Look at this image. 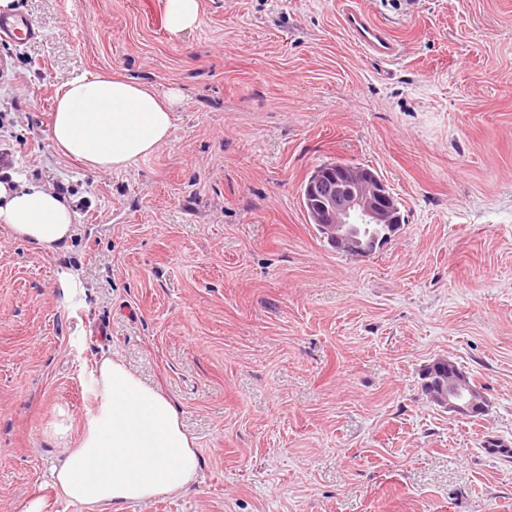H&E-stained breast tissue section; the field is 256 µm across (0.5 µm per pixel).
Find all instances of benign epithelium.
<instances>
[{
  "mask_svg": "<svg viewBox=\"0 0 512 512\" xmlns=\"http://www.w3.org/2000/svg\"><path fill=\"white\" fill-rule=\"evenodd\" d=\"M310 214L323 239L336 251L369 257L392 239L403 217L386 183L353 165L319 168L306 185ZM448 368V387L428 388L430 400L463 416L484 414L486 401L468 376L451 361H437L425 377Z\"/></svg>",
  "mask_w": 512,
  "mask_h": 512,
  "instance_id": "7a95c632",
  "label": "benign epithelium"
}]
</instances>
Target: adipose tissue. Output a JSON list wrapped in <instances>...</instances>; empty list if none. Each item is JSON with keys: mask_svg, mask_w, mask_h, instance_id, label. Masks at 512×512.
<instances>
[{"mask_svg": "<svg viewBox=\"0 0 512 512\" xmlns=\"http://www.w3.org/2000/svg\"><path fill=\"white\" fill-rule=\"evenodd\" d=\"M176 100L119 75L82 73L56 92L53 142L90 168L128 169L170 138ZM73 221L71 204L48 186L21 175L0 181V223L16 237L53 250L70 238ZM95 384L97 408L52 471L59 497L102 512L195 481V445L164 394L109 356L98 360Z\"/></svg>", "mask_w": 512, "mask_h": 512, "instance_id": "adipose-tissue-1", "label": "adipose tissue"}]
</instances>
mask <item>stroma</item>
Returning a JSON list of instances; mask_svg holds the SVG:
<instances>
[{
	"label": "stroma",
	"mask_w": 512,
	"mask_h": 512,
	"mask_svg": "<svg viewBox=\"0 0 512 512\" xmlns=\"http://www.w3.org/2000/svg\"><path fill=\"white\" fill-rule=\"evenodd\" d=\"M401 49L353 42L343 0H16L41 30L0 39V178L75 200L58 250L0 223V512H86L49 470L115 355L177 408L198 478L121 512H512V0H355ZM80 71L175 90L174 129L96 171L52 141ZM366 165L404 222L366 258L323 241L301 184ZM448 359L484 394L434 405ZM66 417L65 438L48 428ZM200 20L199 0H166L165 25L172 34L196 26Z\"/></svg>",
	"instance_id": "1"
}]
</instances>
